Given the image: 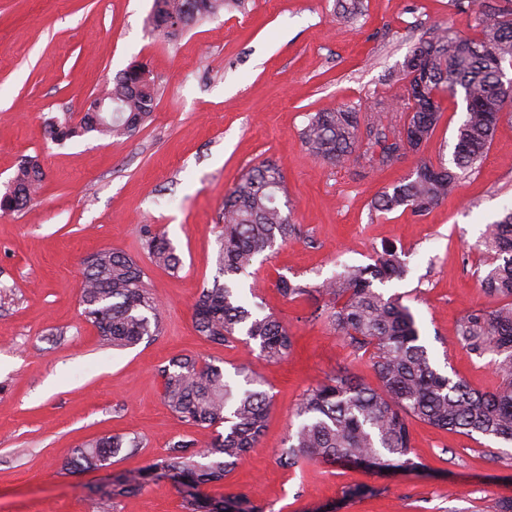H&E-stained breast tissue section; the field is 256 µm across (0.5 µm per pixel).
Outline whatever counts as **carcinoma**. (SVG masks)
Instances as JSON below:
<instances>
[{
    "label": "carcinoma",
    "instance_id": "carcinoma-1",
    "mask_svg": "<svg viewBox=\"0 0 512 512\" xmlns=\"http://www.w3.org/2000/svg\"><path fill=\"white\" fill-rule=\"evenodd\" d=\"M154 4L147 24L154 31L176 35L226 8L241 7L242 0H154ZM362 8L361 0H336V18L353 20ZM476 28L479 36L465 37L437 25L429 36L419 38L405 59L423 57L425 69L417 77L402 63L397 73L403 83L400 101L378 100L369 112L344 106L308 115L301 138L311 155L334 167L354 156L373 171L383 172L406 152H420L432 137L442 117L443 94H462L465 116L457 128L451 164L420 161L407 179L374 201L373 211L403 206L420 216L428 213L457 191L461 179L477 169L488 151L504 107L512 103V86L500 80L501 73L512 69V0H481ZM104 94L112 97V115L87 112L78 122L70 117L51 121V140L62 143L93 132L131 136L151 117L155 88L130 71L116 77ZM44 179L38 160L23 161L0 193V212L26 208ZM285 193L281 170L268 160L248 168L226 193L218 236L224 283L216 280L202 289L194 305L200 335L226 346L255 344L269 363L291 355L292 336L261 304L245 303L236 283L249 274L256 256L272 249L276 241L303 238L301 227L282 210L280 195ZM143 246L156 265L172 272L180 269L181 259L164 234L145 229ZM480 246L490 258L480 285L492 306L464 316L457 335L476 357L495 355L493 365L502 384L494 392H474L463 381L442 374L421 342L410 307L377 288L408 274L394 246L384 247L372 264H343L320 283L286 277L278 281L284 298H308L315 305L311 319H326L348 339L353 352L370 354L378 381L373 388L343 370L306 389L295 410L300 423L278 453L283 468L295 469L305 462H350L363 468L415 470L420 463L413 458L412 420L512 444V209L487 225ZM84 265L83 314L103 347L126 349L159 334L158 303L136 260L108 248L89 255ZM158 375L164 402L174 415L194 427L222 425L224 432L202 447L191 439L169 442L165 454L144 468L97 485L100 498L114 501L164 481L182 495L184 512H265L243 495L203 491L223 480L258 445L272 407L259 388L260 377L244 364L230 376L192 356L169 361L158 368ZM139 448L136 437L100 436L73 448L65 470L90 471L105 459L133 455Z\"/></svg>",
    "mask_w": 512,
    "mask_h": 512
}]
</instances>
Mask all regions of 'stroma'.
Returning <instances> with one entry per match:
<instances>
[{
    "label": "stroma",
    "instance_id": "35a3bbf8",
    "mask_svg": "<svg viewBox=\"0 0 512 512\" xmlns=\"http://www.w3.org/2000/svg\"><path fill=\"white\" fill-rule=\"evenodd\" d=\"M362 2V17L339 22L336 0H244L167 36L146 24L154 0H0V189L27 158L45 172L30 207L0 215V512H184L170 484L113 504L96 494L98 474L69 475L63 465L75 445L104 433L142 442L138 453L113 459L116 473L145 467L174 439L207 444L212 430L184 424L162 398L158 368L185 355L229 374L249 365L272 398L259 445L215 492L243 494L269 512H496L499 498L512 497V447L420 421L410 425L416 471L312 462L285 470L277 462L309 386L344 369L377 383L369 357L354 356L328 322L309 320L310 301L283 298L279 278L317 283L396 244L408 274L383 291L411 308L435 366L478 391L501 384L490 357L469 354L457 328L490 304L478 283V243L512 209V111L503 112L480 166L423 216L375 214L371 203L419 160L451 162L461 96L441 98V121L420 153L379 174L354 161L324 164L302 143L308 114L365 108L379 96L398 101L395 75L433 26L475 33L473 14L451 0ZM135 64L157 90L153 116L137 133L50 140V120L79 113ZM265 160L282 170L305 237L257 257L239 293L250 300L258 286L265 310L287 325L295 351L280 364L241 343L213 344L193 324L201 290L220 276L224 195ZM147 227L172 241L178 274L145 252ZM106 248L143 267L159 304L156 340L112 351L85 321L83 260ZM351 485L375 492L344 498Z\"/></svg>",
    "mask_w": 512,
    "mask_h": 512
}]
</instances>
